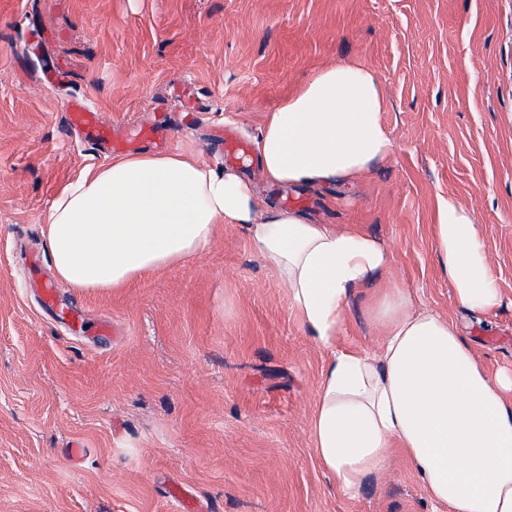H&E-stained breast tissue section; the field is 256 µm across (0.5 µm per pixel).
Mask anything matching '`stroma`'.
Instances as JSON below:
<instances>
[{
	"label": "stroma",
	"instance_id": "35a3bbf8",
	"mask_svg": "<svg viewBox=\"0 0 512 512\" xmlns=\"http://www.w3.org/2000/svg\"><path fill=\"white\" fill-rule=\"evenodd\" d=\"M338 64L376 75L395 153L349 192L298 189L306 216L374 236L414 307L457 323L489 375L512 372V0H0V512H171L174 486L202 512H431L400 454L357 496L332 486L310 438L325 354L239 225L107 293L58 282L44 242L60 186L109 160L63 130L69 99L119 132L167 114L164 151L220 167L225 127L258 142ZM451 198L473 205L502 300L482 315L457 308L436 257ZM368 297L342 343L373 353ZM61 306L112 327L73 332Z\"/></svg>",
	"mask_w": 512,
	"mask_h": 512
}]
</instances>
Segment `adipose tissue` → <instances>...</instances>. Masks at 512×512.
<instances>
[{
  "label": "adipose tissue",
  "instance_id": "adipose-tissue-1",
  "mask_svg": "<svg viewBox=\"0 0 512 512\" xmlns=\"http://www.w3.org/2000/svg\"><path fill=\"white\" fill-rule=\"evenodd\" d=\"M382 108L367 69L318 70L264 124L257 150L266 180L285 188L365 181L394 151ZM224 224L242 226L271 261L306 334L326 354L310 434L334 487L356 495L397 449L422 479L432 512H512V408L504 400L512 374L489 376L458 325L411 310L406 291L384 280L390 256L372 236L280 208L234 168L185 151H142L67 182L47 211L44 237L58 280L107 292L199 256ZM435 239L458 308L496 307L472 208L448 200ZM361 288L370 289L368 312L383 328L374 354L341 344Z\"/></svg>",
  "mask_w": 512,
  "mask_h": 512
}]
</instances>
